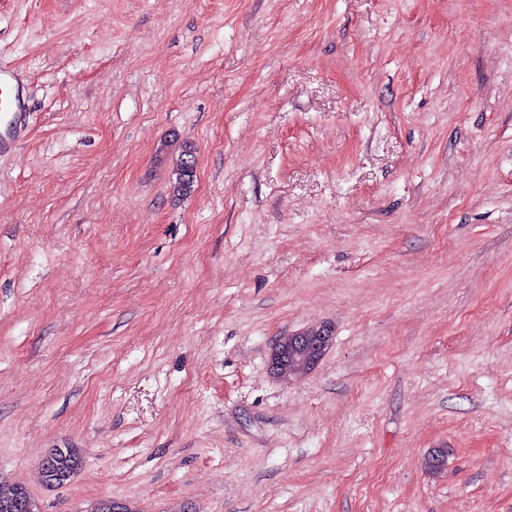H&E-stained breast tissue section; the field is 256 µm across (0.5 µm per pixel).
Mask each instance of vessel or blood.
Returning <instances> with one entry per match:
<instances>
[{
	"label": "vessel or blood",
	"instance_id": "b4317fda",
	"mask_svg": "<svg viewBox=\"0 0 512 512\" xmlns=\"http://www.w3.org/2000/svg\"><path fill=\"white\" fill-rule=\"evenodd\" d=\"M28 100L17 70L0 63V158L13 155L26 135Z\"/></svg>",
	"mask_w": 512,
	"mask_h": 512
}]
</instances>
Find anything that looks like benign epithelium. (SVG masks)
I'll return each mask as SVG.
<instances>
[{
  "label": "benign epithelium",
  "instance_id": "1",
  "mask_svg": "<svg viewBox=\"0 0 512 512\" xmlns=\"http://www.w3.org/2000/svg\"><path fill=\"white\" fill-rule=\"evenodd\" d=\"M332 345V330L313 325L279 337L271 349L269 369L284 381L300 379L315 370Z\"/></svg>",
  "mask_w": 512,
  "mask_h": 512
}]
</instances>
